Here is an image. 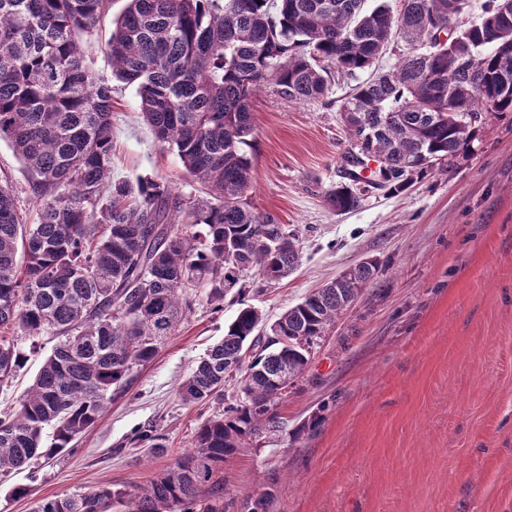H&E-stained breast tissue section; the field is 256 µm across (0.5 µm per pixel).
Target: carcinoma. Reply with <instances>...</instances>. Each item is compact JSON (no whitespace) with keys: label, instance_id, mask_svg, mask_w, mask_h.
<instances>
[{"label":"carcinoma","instance_id":"obj_1","mask_svg":"<svg viewBox=\"0 0 512 512\" xmlns=\"http://www.w3.org/2000/svg\"><path fill=\"white\" fill-rule=\"evenodd\" d=\"M129 0L107 42L112 75L135 88L145 121L172 146L208 198L190 202L147 178L112 179V88L87 58L106 0H0V139L9 141L40 197L22 222L0 184V387L39 348L45 359L17 411L0 417V472L31 470L95 427L153 360L193 305L219 307L224 287L250 268L270 280L299 262L296 236L253 206L252 98L274 85L291 101L327 95L333 75L370 70L340 106L348 155L374 160L370 180L402 192L433 163L455 165L476 140L482 114H512V0ZM410 52L384 70V49ZM361 194L341 184L338 211ZM363 262L279 318L262 338L247 305L180 393L200 403L246 369L242 398L198 429L192 448L135 492L98 488L41 500L34 512H224L219 473L266 427L275 402L303 374L315 342L377 277ZM52 428L50 442L43 439Z\"/></svg>","mask_w":512,"mask_h":512}]
</instances>
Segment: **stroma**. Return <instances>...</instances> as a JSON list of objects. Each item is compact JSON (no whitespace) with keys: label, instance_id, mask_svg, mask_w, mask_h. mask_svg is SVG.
<instances>
[{"label":"stroma","instance_id":"stroma-1","mask_svg":"<svg viewBox=\"0 0 512 512\" xmlns=\"http://www.w3.org/2000/svg\"><path fill=\"white\" fill-rule=\"evenodd\" d=\"M127 0H108L89 53L111 78L105 51ZM354 80L326 96L292 102L273 89L253 100L251 197L296 236L298 267L271 282L241 274L221 310L199 302L130 390L71 451L34 471L0 474V512L109 486L134 490L191 448L206 420L240 397V375L222 396L185 403L181 383L224 336L242 304L264 322L344 270L381 264L377 278L311 349L303 375L275 405L279 429L254 437L220 474L226 512H512V116L484 119L466 160L438 166L403 192L367 186L357 209L339 212L328 192L344 180L348 134L339 106ZM112 171L149 177L199 200L203 193L174 150L144 122L135 90L112 84ZM0 178L10 181L26 223L39 219L31 176L0 141ZM41 340L17 378L0 388L13 408L55 347ZM156 429L164 445L136 444ZM27 495H17V488Z\"/></svg>","mask_w":512,"mask_h":512}]
</instances>
